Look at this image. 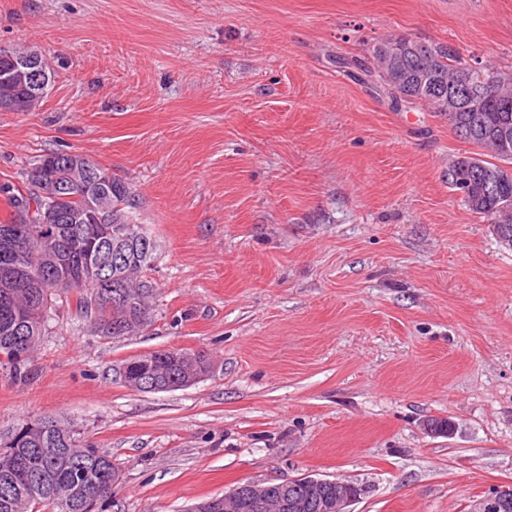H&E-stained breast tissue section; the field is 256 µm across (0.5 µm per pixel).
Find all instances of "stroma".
Returning <instances> with one entry per match:
<instances>
[{
    "mask_svg": "<svg viewBox=\"0 0 512 512\" xmlns=\"http://www.w3.org/2000/svg\"><path fill=\"white\" fill-rule=\"evenodd\" d=\"M391 35L512 69V0H0V47L55 71L34 111L0 112V188L83 154L158 245L149 325L103 335L72 292L25 375L0 367V435L52 415L111 456L96 512L307 475L363 486L353 512L512 488V250L448 180L477 146L361 71ZM166 349L209 373L120 380ZM209 357L204 351H184L168 349L153 353L133 356L124 362L128 372V381L124 382L128 387L146 392L135 383L140 378L149 374H156L163 379H169L171 384L187 387L200 380L204 371L209 369ZM200 371L180 382L182 374L187 370ZM180 382V383H179Z\"/></svg>",
    "mask_w": 512,
    "mask_h": 512,
    "instance_id": "35a3bbf8",
    "label": "stroma"
}]
</instances>
